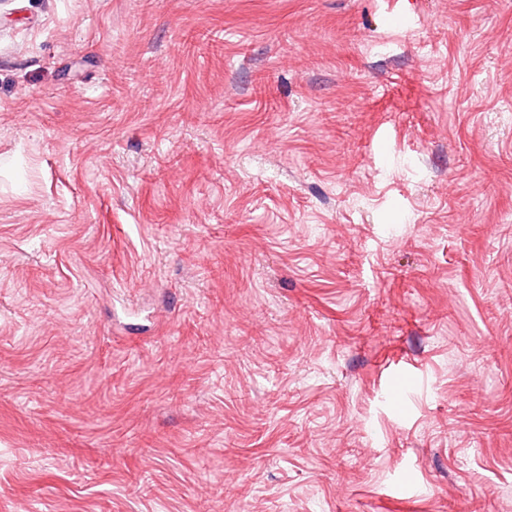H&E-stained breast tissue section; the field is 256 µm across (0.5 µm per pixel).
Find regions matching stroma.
Instances as JSON below:
<instances>
[{
  "instance_id": "stroma-1",
  "label": "stroma",
  "mask_w": 512,
  "mask_h": 512,
  "mask_svg": "<svg viewBox=\"0 0 512 512\" xmlns=\"http://www.w3.org/2000/svg\"><path fill=\"white\" fill-rule=\"evenodd\" d=\"M0 512H512V0H5Z\"/></svg>"
}]
</instances>
